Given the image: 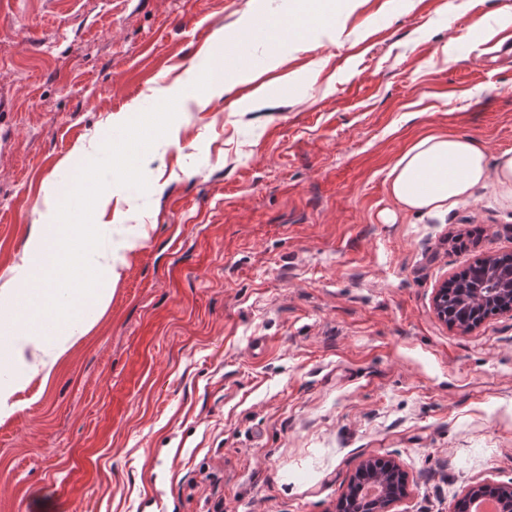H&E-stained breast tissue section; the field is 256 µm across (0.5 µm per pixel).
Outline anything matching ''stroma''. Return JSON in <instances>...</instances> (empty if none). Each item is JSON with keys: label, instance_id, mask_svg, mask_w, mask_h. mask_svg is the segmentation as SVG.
Wrapping results in <instances>:
<instances>
[{"label": "stroma", "instance_id": "obj_1", "mask_svg": "<svg viewBox=\"0 0 512 512\" xmlns=\"http://www.w3.org/2000/svg\"><path fill=\"white\" fill-rule=\"evenodd\" d=\"M287 9L0 0V288L66 186L93 206L118 115L99 221L145 229L102 317L0 422V512H337L375 459L405 476L389 512L512 487V311L464 333L434 309L512 253V209L486 189L411 214L387 190L432 131L512 149V0H358L333 30L232 41ZM208 60L251 73L202 109L185 91ZM143 164L158 191H130ZM127 133L126 120L123 116L115 117L112 123V139H106L96 155L90 160L89 166L94 167L99 175V189L100 197L98 205L101 207L106 206L112 199V169L115 168V163H112V148L118 142H121Z\"/></svg>", "mask_w": 512, "mask_h": 512}]
</instances>
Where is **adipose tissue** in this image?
<instances>
[{
    "label": "adipose tissue",
    "mask_w": 512,
    "mask_h": 512,
    "mask_svg": "<svg viewBox=\"0 0 512 512\" xmlns=\"http://www.w3.org/2000/svg\"><path fill=\"white\" fill-rule=\"evenodd\" d=\"M127 132L114 118L90 165L99 175V206L112 198V150ZM492 188L512 208V149L488 156L458 133H431L409 146L390 174L388 193L404 212L444 215ZM74 193L62 194L56 224L32 225L16 285L0 289V420L34 379H49L59 360L106 310L112 291L140 246L141 234L114 239L108 224H79Z\"/></svg>",
    "instance_id": "1"
}]
</instances>
